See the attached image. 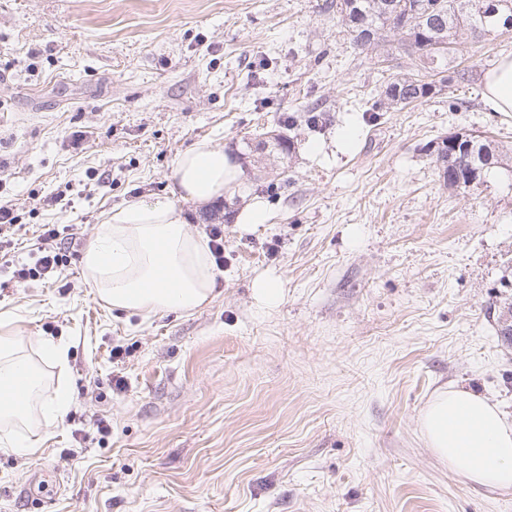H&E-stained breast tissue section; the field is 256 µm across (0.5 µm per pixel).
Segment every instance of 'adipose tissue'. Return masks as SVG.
Listing matches in <instances>:
<instances>
[{"label":"adipose tissue","mask_w":512,"mask_h":512,"mask_svg":"<svg viewBox=\"0 0 512 512\" xmlns=\"http://www.w3.org/2000/svg\"><path fill=\"white\" fill-rule=\"evenodd\" d=\"M495 112H512V56H503L484 80ZM241 169L222 148L198 143L175 162L170 198L129 204L103 220L82 255L98 299L133 314L193 312L212 298L216 266L202 235L190 233L178 201L206 203L234 194ZM65 366V350L44 339L31 357L19 336L0 330V446L30 450L15 429L64 422L73 405L69 387L42 393L44 365ZM422 435L438 458L463 480L512 490V423L479 393L451 386L423 410Z\"/></svg>","instance_id":"obj_1"}]
</instances>
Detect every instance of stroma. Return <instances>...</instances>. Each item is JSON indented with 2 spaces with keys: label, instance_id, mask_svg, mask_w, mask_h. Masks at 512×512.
Wrapping results in <instances>:
<instances>
[{
  "label": "stroma",
  "instance_id": "obj_1",
  "mask_svg": "<svg viewBox=\"0 0 512 512\" xmlns=\"http://www.w3.org/2000/svg\"><path fill=\"white\" fill-rule=\"evenodd\" d=\"M386 49L381 66L355 53L331 0H0V203L18 217L0 319L65 345L43 394L74 396L34 452L0 447V512H512V491L460 480L420 432L451 385L512 423V342L489 313L512 299V112L483 98L512 34L372 122L385 79L417 70L399 34ZM314 108L325 124H306ZM268 131L292 138L288 164L242 161ZM451 132L503 149L483 186L440 181L427 148ZM200 141L245 177L238 197L181 205L201 234L228 210L205 306L112 311L77 258L52 282L4 271L35 263L41 225L85 246L112 210L170 198ZM257 200L268 220L242 230ZM266 274L273 308L251 290ZM253 291L257 300L267 307L275 306L282 299V282L278 276L264 275L253 282Z\"/></svg>",
  "mask_w": 512,
  "mask_h": 512
}]
</instances>
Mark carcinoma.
I'll use <instances>...</instances> for the list:
<instances>
[{
    "mask_svg": "<svg viewBox=\"0 0 512 512\" xmlns=\"http://www.w3.org/2000/svg\"><path fill=\"white\" fill-rule=\"evenodd\" d=\"M336 18L359 54H380L384 35H401V46L408 56L420 62L422 74H409L389 80L373 108L372 120L398 106L404 108L426 99L448 84V54L467 42L495 32L512 29V0H336ZM469 38H464V35ZM447 41L451 48H439ZM470 157L460 155L441 141L437 143L435 166L439 178L450 188L470 187L468 166L481 168L477 183L501 165L493 141L471 137Z\"/></svg>",
    "mask_w": 512,
    "mask_h": 512,
    "instance_id": "cac0c4a2",
    "label": "carcinoma"
}]
</instances>
